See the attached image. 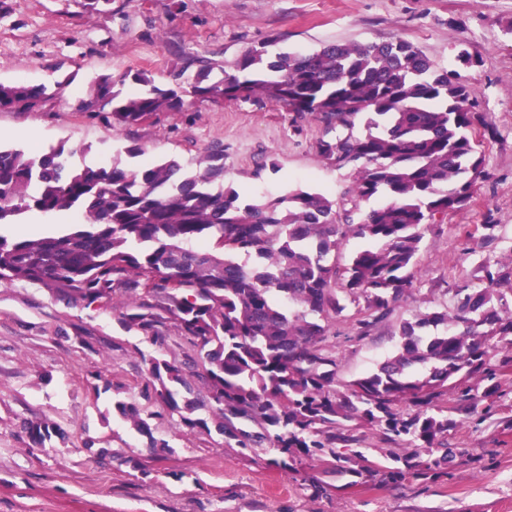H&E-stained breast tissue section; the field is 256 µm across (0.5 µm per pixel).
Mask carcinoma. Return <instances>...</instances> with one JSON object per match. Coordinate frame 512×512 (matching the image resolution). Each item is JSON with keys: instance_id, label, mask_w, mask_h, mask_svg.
Listing matches in <instances>:
<instances>
[{"instance_id": "carcinoma-1", "label": "carcinoma", "mask_w": 512, "mask_h": 512, "mask_svg": "<svg viewBox=\"0 0 512 512\" xmlns=\"http://www.w3.org/2000/svg\"><path fill=\"white\" fill-rule=\"evenodd\" d=\"M210 72L176 77L195 97L267 100L345 131L318 149L328 163L353 168L350 207L301 189L245 203L224 186L221 146L189 167L168 161L136 169L73 168L62 146L43 154L0 150V224L32 210L83 209V222L61 235L0 234V282L38 285L86 307L110 305L124 328L152 343L164 345L173 330L196 349L191 361L140 355L144 396L162 411L144 418L136 406L114 403L158 456L173 447L151 436L148 420L166 414L242 448L263 440L276 452L271 464L295 475L318 461L325 473L353 477L348 487L452 466L463 455L444 443L457 424L452 415L478 412L512 375V259L455 289L452 310L414 314L394 354L341 386L339 358L326 341L345 302L357 307L349 324L362 339L411 295L424 232L473 197L484 164L473 90L404 39L332 43L308 54L272 55L261 46L224 78ZM128 79L141 89L124 96L115 86ZM65 88L0 84V109L40 112ZM182 105L180 91L138 71L98 78L79 110L104 113L122 131ZM378 195L384 201L354 219L360 203ZM349 236L375 246L341 267L336 253ZM500 344L504 351L491 359ZM478 376L489 381L482 390L470 384ZM203 407L207 418L196 415ZM245 421L263 433L237 427ZM366 429L386 444L377 455L357 447ZM25 430L36 447L60 433L47 420ZM401 439L406 453L389 449Z\"/></svg>"}]
</instances>
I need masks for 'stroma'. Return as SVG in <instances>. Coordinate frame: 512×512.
I'll return each instance as SVG.
<instances>
[{"instance_id":"35a3bbf8","label":"stroma","mask_w":512,"mask_h":512,"mask_svg":"<svg viewBox=\"0 0 512 512\" xmlns=\"http://www.w3.org/2000/svg\"><path fill=\"white\" fill-rule=\"evenodd\" d=\"M410 41L438 69L472 87L484 176L472 200L429 227L409 299L396 302L369 336L345 317L328 338L341 358L338 379L363 375L393 353L415 311H443L454 290L482 266L512 259V0H112L83 11L76 0H0V83L68 80L63 101L44 112L0 110V147L41 154L62 147L77 168L188 164L220 145L224 180L245 201L297 189L342 200L354 172L329 164L317 144L336 137L319 119L254 100H202L184 94L181 110L114 131L78 109L91 82L142 71L155 85L174 72L210 67L212 79L246 51L311 53L331 43ZM476 63L461 64L460 51ZM140 156L127 152L130 145ZM494 225L486 237L485 225ZM127 330L112 308H87L47 289L0 284V512H512V378L483 418L461 416L448 434L463 458L436 477L400 484L367 481L320 466L295 476L272 466L266 442L239 447L219 432L199 434L154 418L155 437L172 455L151 457L145 436L112 410L121 399L154 413L142 396L141 355H162ZM61 429L30 447L24 423ZM110 449L99 459L84 441Z\"/></svg>"}]
</instances>
